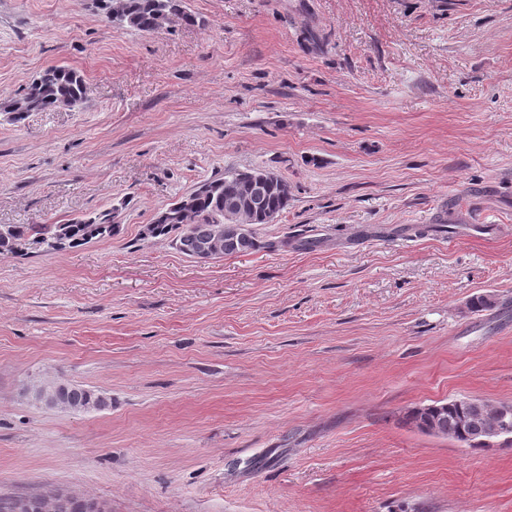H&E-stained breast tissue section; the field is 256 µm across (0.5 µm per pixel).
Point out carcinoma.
<instances>
[{
	"label": "carcinoma",
	"mask_w": 512,
	"mask_h": 512,
	"mask_svg": "<svg viewBox=\"0 0 512 512\" xmlns=\"http://www.w3.org/2000/svg\"><path fill=\"white\" fill-rule=\"evenodd\" d=\"M180 14L188 23L193 15L183 10L182 0H123V17L118 25L141 32H157L165 27L167 19ZM84 80L73 70L54 65L39 75L13 100L0 104V112H9L18 102L27 112L49 111L58 107H78L84 103ZM222 179L210 181L212 187L196 197L191 223L185 224L175 215L172 206L161 209L146 226L145 236L172 238L176 248L184 255L193 256L192 242L210 236L216 219L224 214V191L217 188ZM293 198L281 196L277 188L265 189V209L280 214L288 209ZM111 212L85 216L69 224L0 225V251L25 255L32 246L55 251L76 248L95 239L114 234L118 225L110 223ZM258 242L254 235L243 241L232 233V225L224 228V253L237 254L254 250ZM56 396L71 412H87L106 406L105 398L66 382L56 383ZM485 414L472 412L468 398L437 402L423 412L413 411L410 418L422 421L428 429L442 433L463 447L489 450L481 441L480 431L493 419L494 408L482 404ZM47 512H102L100 506L82 496L56 494L47 502Z\"/></svg>",
	"instance_id": "cac0c4a2"
}]
</instances>
